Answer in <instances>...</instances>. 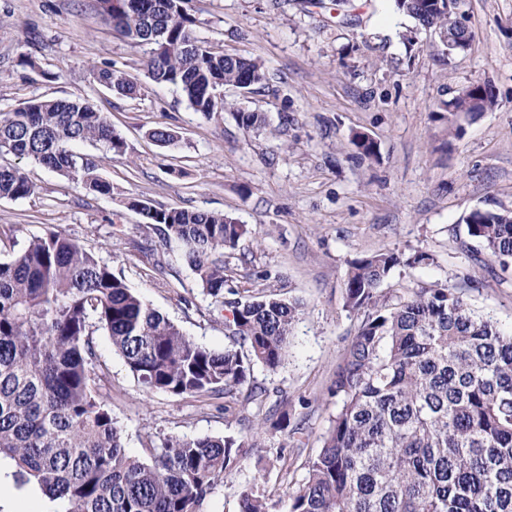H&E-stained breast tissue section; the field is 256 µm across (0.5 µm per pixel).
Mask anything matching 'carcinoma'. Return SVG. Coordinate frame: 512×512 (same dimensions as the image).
<instances>
[{
  "mask_svg": "<svg viewBox=\"0 0 512 512\" xmlns=\"http://www.w3.org/2000/svg\"><path fill=\"white\" fill-rule=\"evenodd\" d=\"M100 0L121 33L151 46L150 79L180 89L194 111L224 109L216 92L265 87L256 59L216 52L194 34L184 0ZM398 11L434 31L448 52V12L427 0H394ZM112 92L137 86L110 69L97 73ZM497 104L490 86L469 112ZM126 152L106 115L81 98H34L0 116V153L26 157L104 195L112 185L78 143ZM351 143L375 159L377 143ZM35 192L29 176L0 166V198ZM161 241H175L202 291L224 307L222 351L202 346L128 286L112 266L62 231L33 239L0 262V458L15 477L34 482L59 512H200L242 456L234 436L147 439L142 456L125 451L122 429L101 398L108 367L93 334L104 331L146 392L222 394L232 400L253 366L284 365L299 320L298 301L241 288L230 275L246 227L223 214L155 206L131 199ZM469 237L512 268V211L476 207L464 218ZM434 262L381 249L353 260L346 305L359 323L328 387L340 401L288 512H512V334L476 313L455 288L398 292L383 287L398 266ZM240 512H270L258 486L240 493Z\"/></svg>",
  "mask_w": 512,
  "mask_h": 512,
  "instance_id": "1",
  "label": "carcinoma"
}]
</instances>
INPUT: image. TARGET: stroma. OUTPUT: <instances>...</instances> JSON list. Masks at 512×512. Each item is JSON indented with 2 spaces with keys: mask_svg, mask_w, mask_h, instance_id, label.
I'll return each instance as SVG.
<instances>
[{
  "mask_svg": "<svg viewBox=\"0 0 512 512\" xmlns=\"http://www.w3.org/2000/svg\"><path fill=\"white\" fill-rule=\"evenodd\" d=\"M186 9L200 41L261 60L268 88L225 87L224 110L207 118L179 90L150 79L148 48L116 31L98 0H0V114L36 97L78 96L126 143L122 155L100 144L73 147L96 160L108 195L0 154V165L21 168L37 185L28 197L0 199V260L47 230L63 231L187 336L220 351L229 344L224 310L203 294L176 244L159 247L167 275L155 279L137 249L149 231L126 201L218 212L247 225L234 251L246 259L238 281L252 288L266 275L267 287L302 304L284 365L253 369L263 397L228 406L145 392L99 330L93 339L109 368L100 395L134 456L149 438L251 441L202 512H239V491L254 485L266 489L273 512H287V486L302 483L338 409L328 386L358 325L345 306L351 260L385 248L430 253L433 264L395 268L388 287L462 289L474 309L512 332V277L467 245L464 223L479 206L512 210V0H458L473 38L450 55L392 0H188ZM102 69L136 82L139 95L113 94L97 79ZM475 82L492 87L496 107L474 120L449 116L446 102ZM239 108L261 113V127L239 126ZM159 125L175 132L174 145L149 139ZM355 131L376 141L377 159L358 155ZM283 415L300 425L297 438L277 429ZM257 420L264 429L253 437L248 427ZM12 471L0 461V512H56L36 484L17 487Z\"/></svg>",
  "mask_w": 512,
  "mask_h": 512,
  "instance_id": "1",
  "label": "stroma"
}]
</instances>
